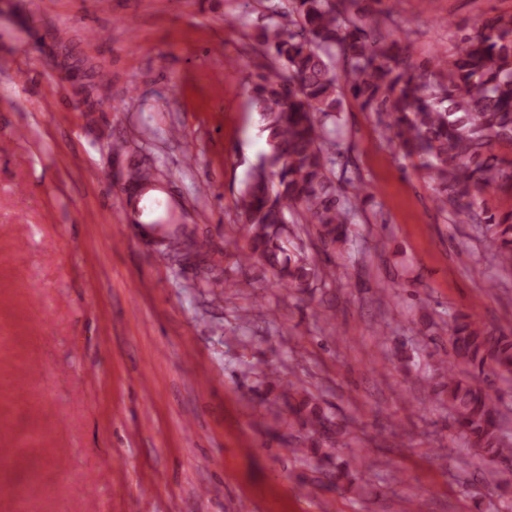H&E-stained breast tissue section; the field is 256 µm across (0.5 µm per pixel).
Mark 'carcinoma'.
Here are the masks:
<instances>
[{"mask_svg": "<svg viewBox=\"0 0 512 512\" xmlns=\"http://www.w3.org/2000/svg\"><path fill=\"white\" fill-rule=\"evenodd\" d=\"M288 20L258 35L275 65L258 76L250 106L258 112L267 150L253 166L238 208L245 229L241 261L266 265L282 287L308 293L316 271L288 254L283 218L298 214L324 251L349 244L354 203L331 178L344 153L331 136L345 111L343 86L362 109L385 116L382 137L415 158L437 184L439 208L485 215V241L499 264L512 270V211L496 218L485 193L512 190V14L457 27L456 51L415 63L390 34L376 37V15L356 0H290ZM451 357L441 364L432 393L484 462L512 457L500 425L502 397L482 384L485 369L512 375V334L469 314L448 331ZM305 418L320 444L348 434L306 395L288 404Z\"/></svg>", "mask_w": 512, "mask_h": 512, "instance_id": "obj_1", "label": "carcinoma"}]
</instances>
